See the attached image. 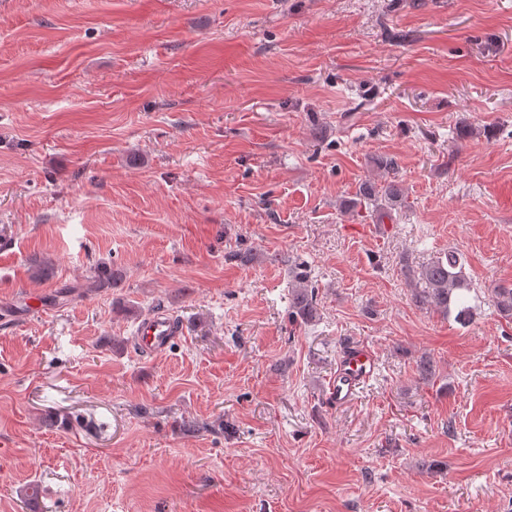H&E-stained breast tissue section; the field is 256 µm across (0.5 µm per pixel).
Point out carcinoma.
<instances>
[{
	"instance_id": "cac0c4a2",
	"label": "carcinoma",
	"mask_w": 512,
	"mask_h": 512,
	"mask_svg": "<svg viewBox=\"0 0 512 512\" xmlns=\"http://www.w3.org/2000/svg\"><path fill=\"white\" fill-rule=\"evenodd\" d=\"M400 190L390 183L384 188L383 195L376 196L373 184L365 182L359 187V196L379 206L386 211L397 203ZM411 286L415 291L416 302L437 308L442 313H448L450 305L458 303V292L471 290L472 284L463 273V265L456 256L450 254L444 260L438 259L424 264L417 269L408 270ZM492 297L496 308L505 316H512V287L492 289ZM293 308L296 316L311 322L318 316L315 290L310 288L305 276L294 277Z\"/></svg>"
}]
</instances>
